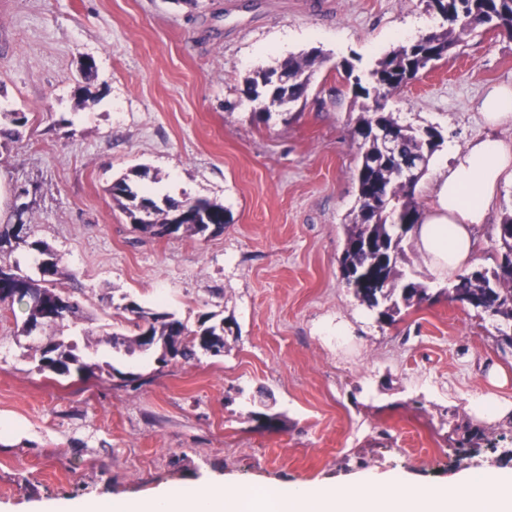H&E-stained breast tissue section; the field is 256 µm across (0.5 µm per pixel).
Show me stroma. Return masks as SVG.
<instances>
[{"instance_id":"obj_1","label":"stroma","mask_w":512,"mask_h":512,"mask_svg":"<svg viewBox=\"0 0 512 512\" xmlns=\"http://www.w3.org/2000/svg\"><path fill=\"white\" fill-rule=\"evenodd\" d=\"M420 19L444 23L424 0H0V225L26 226L0 262L37 276L29 244H48L84 312L54 333L89 366L39 370L24 310L0 311V512L205 479L341 488L395 471L438 485L512 448V419L469 410L486 393L512 402L498 319L450 301V278L408 236L399 268L430 301L383 322L341 275L358 197L354 82ZM314 48L326 60L305 99L257 112L245 78ZM499 83H512V37L480 29L384 109L438 127L432 159L447 161L487 134L476 104ZM86 91L97 102L83 108ZM144 169L156 200L222 204L223 229L136 230L109 188ZM511 210L509 183L475 229V267H495ZM130 301L191 328L217 315L223 353L160 363L113 352ZM259 402L279 429L251 419ZM471 431L481 453L457 460Z\"/></svg>"}]
</instances>
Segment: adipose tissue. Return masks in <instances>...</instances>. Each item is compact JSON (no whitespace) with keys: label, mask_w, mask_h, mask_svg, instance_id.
Segmentation results:
<instances>
[{"label":"adipose tissue","mask_w":512,"mask_h":512,"mask_svg":"<svg viewBox=\"0 0 512 512\" xmlns=\"http://www.w3.org/2000/svg\"><path fill=\"white\" fill-rule=\"evenodd\" d=\"M512 181V141L479 137L453 164H438L431 204L411 236L437 273L455 275L474 261L473 231L487 223L497 191Z\"/></svg>","instance_id":"ef3b65f1"}]
</instances>
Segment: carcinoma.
<instances>
[{"label": "carcinoma", "instance_id": "obj_1", "mask_svg": "<svg viewBox=\"0 0 512 512\" xmlns=\"http://www.w3.org/2000/svg\"><path fill=\"white\" fill-rule=\"evenodd\" d=\"M427 6L440 14L448 27L431 32L412 42L402 44L380 59L370 74L371 88L355 84V96L373 98L374 105H361L354 125L359 141L360 166L357 172L358 211L346 225V240L340 267L343 279L356 297L379 317L393 319L401 306L409 307L429 299L427 288L403 280L398 259L403 249L404 235L394 231V225L413 226L419 223L422 210L415 197L417 181H406L402 162L420 157L422 166L443 143L441 132L434 126L413 127L399 124L393 113L384 111L379 99L399 90L429 65L450 55L461 40L481 28L500 30L512 35V0H426ZM322 63L318 51L290 57L279 65L261 69L247 77L243 92L270 106H285L303 99L314 68ZM392 128L399 138V154L386 156L382 145L371 133L374 126ZM112 198L130 218L131 223L152 238L163 237L172 216L191 206L200 214L197 224H180L177 232L189 236L204 235L203 226L209 220L219 224L224 220V206L207 200L175 201L165 198L158 203L134 188L123 177L112 183ZM500 252L496 267L473 269L457 276L448 289V298L476 311L488 313L501 321V340L512 346V212L498 226ZM50 279L24 277L21 285L48 302L58 300L62 306L58 318L46 322L50 327L64 320L77 321L80 307L73 301L60 281L66 273L58 261L52 263ZM124 310L132 314L126 319L129 333L112 335V347L141 348V337L151 336L155 349L162 355L186 362L210 345H224V320L206 314L198 327L191 329L175 314L147 311L131 302ZM52 354L42 351L39 368L59 377L72 371L83 372L89 366L76 353V344L54 336Z\"/></svg>", "mask_w": 512, "mask_h": 512}]
</instances>
